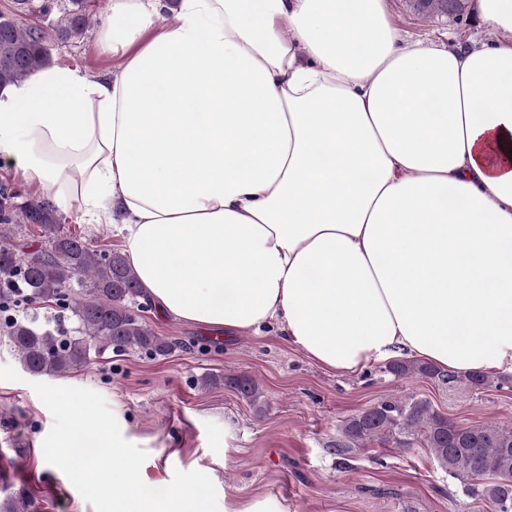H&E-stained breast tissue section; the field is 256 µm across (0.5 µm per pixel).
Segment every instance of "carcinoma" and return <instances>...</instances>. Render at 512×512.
I'll list each match as a JSON object with an SVG mask.
<instances>
[{
    "mask_svg": "<svg viewBox=\"0 0 512 512\" xmlns=\"http://www.w3.org/2000/svg\"><path fill=\"white\" fill-rule=\"evenodd\" d=\"M90 0H69L59 21L60 36L84 31ZM426 14L457 17L465 0H416ZM50 63L45 33L20 26L0 13V92ZM36 224L50 233L45 246L23 252L13 244L11 225ZM55 206L42 199L0 203V323L22 368L33 376L57 377L88 366L108 350L165 355L178 345L148 328L152 309L136 272L118 251L97 249L86 240L57 231ZM396 378L421 377L452 390L461 379L422 360L396 358L385 366ZM229 383L250 405L261 408L263 392L246 376ZM473 390L489 385L475 372L464 381ZM379 443L395 448H426L438 467L458 481L464 495L488 499L495 512H512V427L497 423L465 426L434 408L430 401L385 397L346 420L332 444L343 459L353 449ZM0 512H35L23 493L10 497Z\"/></svg>",
    "mask_w": 512,
    "mask_h": 512,
    "instance_id": "carcinoma-1",
    "label": "carcinoma"
}]
</instances>
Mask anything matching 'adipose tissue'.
<instances>
[{"instance_id": "obj_1", "label": "adipose tissue", "mask_w": 512, "mask_h": 512, "mask_svg": "<svg viewBox=\"0 0 512 512\" xmlns=\"http://www.w3.org/2000/svg\"><path fill=\"white\" fill-rule=\"evenodd\" d=\"M470 9L463 50L386 0H110L120 65L0 95V159L117 225L166 317L339 372L512 369V0Z\"/></svg>"}]
</instances>
